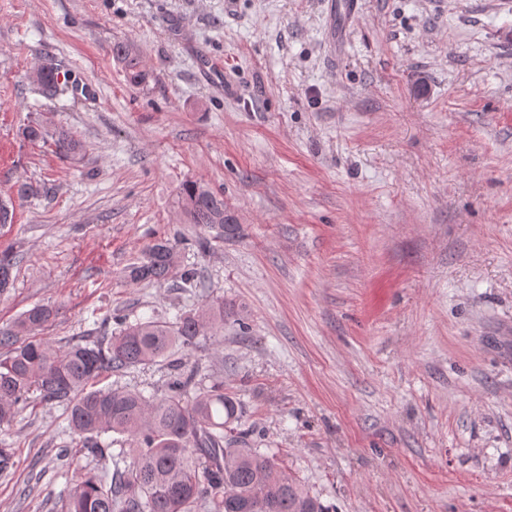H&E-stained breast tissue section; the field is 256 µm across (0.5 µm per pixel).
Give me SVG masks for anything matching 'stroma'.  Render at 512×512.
I'll return each instance as SVG.
<instances>
[{"label":"stroma","mask_w":512,"mask_h":512,"mask_svg":"<svg viewBox=\"0 0 512 512\" xmlns=\"http://www.w3.org/2000/svg\"><path fill=\"white\" fill-rule=\"evenodd\" d=\"M323 25L324 0H0V193L45 189L0 227L17 256L0 330L52 305L61 349L234 301L243 322L176 356L327 512H512V0H360L334 60ZM48 58L67 78L51 99L29 77ZM31 121L84 157L24 140ZM189 180L223 193L239 237L189 246ZM160 238L196 286L125 281ZM170 372L99 385L161 395ZM1 440L0 512H61L125 446L75 443L37 398ZM112 56L122 64L130 84L138 85L145 80L147 72L134 45L128 42H116L112 45ZM20 134L31 143L51 140L58 154L65 158L76 159L86 151L84 142L62 127L50 130L41 123L31 122L20 129Z\"/></svg>","instance_id":"obj_1"}]
</instances>
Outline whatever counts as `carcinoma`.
<instances>
[{
    "label": "carcinoma",
    "mask_w": 512,
    "mask_h": 512,
    "mask_svg": "<svg viewBox=\"0 0 512 512\" xmlns=\"http://www.w3.org/2000/svg\"><path fill=\"white\" fill-rule=\"evenodd\" d=\"M112 56L127 80L137 85L147 72L139 52L128 42L112 45ZM58 68L46 62L30 78L46 97L57 95ZM31 142L52 141L58 154L75 159L84 142L63 128L48 129L31 122L20 129ZM177 213L218 240L240 233L224 195L198 181L183 183ZM16 255L0 250V294L13 286ZM177 267V250L167 241L151 245L142 261L128 267L130 284L167 282ZM50 305H36L12 327L0 330V425L10 423L38 393L66 404L71 433L100 451L98 438L125 436L131 463L111 477L85 472L70 488L64 512H325L288 472L267 455L247 447L242 436H224L237 421V398L224 392V383L208 386L196 371L172 359L177 347L189 348L237 317L232 302L216 300L184 312L175 321L148 319L125 325L116 336L93 342L75 337L64 350L38 336L56 315ZM160 359L170 360L173 375L168 391L145 397L124 388H98V379L112 369H128Z\"/></svg>",
    "instance_id": "carcinoma-1"
}]
</instances>
